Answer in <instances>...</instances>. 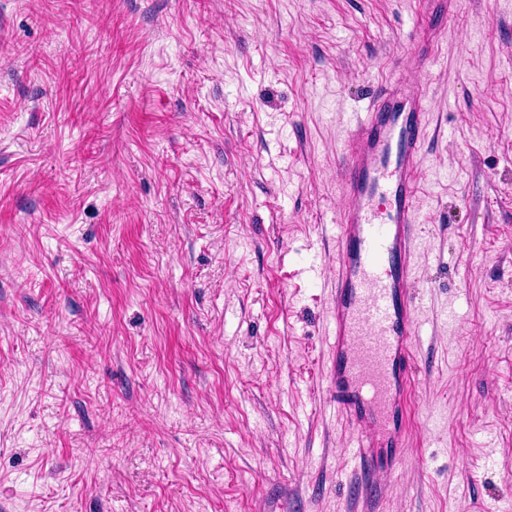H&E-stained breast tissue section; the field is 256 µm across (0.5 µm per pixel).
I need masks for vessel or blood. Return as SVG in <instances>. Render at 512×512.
<instances>
[{
    "label": "vessel or blood",
    "instance_id": "1",
    "mask_svg": "<svg viewBox=\"0 0 512 512\" xmlns=\"http://www.w3.org/2000/svg\"><path fill=\"white\" fill-rule=\"evenodd\" d=\"M427 115L424 97L396 78L366 111L341 119L339 180L347 205L336 217L327 377L331 403L358 431L352 457L367 489L377 472L395 471L404 460V432L384 440L370 425L374 416L409 410Z\"/></svg>",
    "mask_w": 512,
    "mask_h": 512
}]
</instances>
